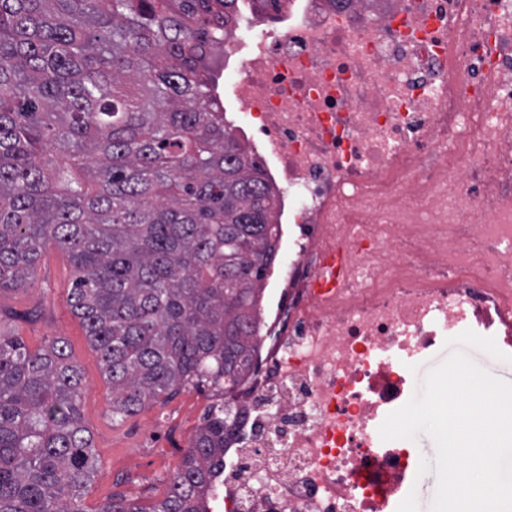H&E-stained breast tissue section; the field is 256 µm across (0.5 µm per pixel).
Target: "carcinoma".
<instances>
[{"label": "carcinoma", "instance_id": "1", "mask_svg": "<svg viewBox=\"0 0 512 512\" xmlns=\"http://www.w3.org/2000/svg\"><path fill=\"white\" fill-rule=\"evenodd\" d=\"M239 0H0V288L53 246L112 415L186 388L216 402L151 512H208L255 369L279 248L272 190L232 135L202 47ZM78 366L0 331V512H85L96 460ZM97 512H146L117 495Z\"/></svg>", "mask_w": 512, "mask_h": 512}]
</instances>
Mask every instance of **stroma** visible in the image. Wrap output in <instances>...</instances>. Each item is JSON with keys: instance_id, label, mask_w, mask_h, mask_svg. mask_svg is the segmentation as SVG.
<instances>
[{"instance_id": "obj_1", "label": "stroma", "mask_w": 512, "mask_h": 512, "mask_svg": "<svg viewBox=\"0 0 512 512\" xmlns=\"http://www.w3.org/2000/svg\"><path fill=\"white\" fill-rule=\"evenodd\" d=\"M75 272L54 247L44 251L24 288L0 290V328L19 336L29 349L45 340L65 341L80 368L82 415L93 438L98 466L84 499L86 512L115 494H122L150 512L169 489L170 473L194 441L212 399L193 389L164 404L146 407L122 419L111 413L112 393L102 375L98 352L69 301Z\"/></svg>"}]
</instances>
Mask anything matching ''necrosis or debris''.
Listing matches in <instances>:
<instances>
[{
    "instance_id": "necrosis-or-debris-1",
    "label": "necrosis or debris",
    "mask_w": 512,
    "mask_h": 512,
    "mask_svg": "<svg viewBox=\"0 0 512 512\" xmlns=\"http://www.w3.org/2000/svg\"><path fill=\"white\" fill-rule=\"evenodd\" d=\"M224 45L234 132L286 261L211 499L390 512L418 468L382 414L470 329L512 349V0H277ZM449 350L445 347V342L439 344L417 367L414 374V395L419 394L422 388V380L428 369L439 364L448 354Z\"/></svg>"
}]
</instances>
